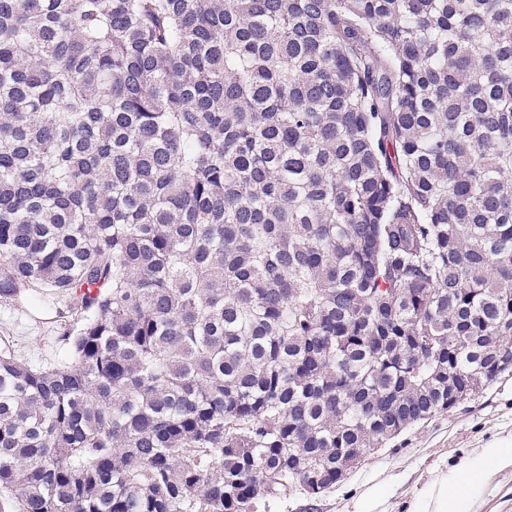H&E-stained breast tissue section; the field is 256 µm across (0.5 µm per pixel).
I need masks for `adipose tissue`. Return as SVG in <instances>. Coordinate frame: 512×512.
Returning a JSON list of instances; mask_svg holds the SVG:
<instances>
[{
	"label": "adipose tissue",
	"mask_w": 512,
	"mask_h": 512,
	"mask_svg": "<svg viewBox=\"0 0 512 512\" xmlns=\"http://www.w3.org/2000/svg\"><path fill=\"white\" fill-rule=\"evenodd\" d=\"M512 469V438H495L465 453L432 479L408 503L405 512H478L492 478Z\"/></svg>",
	"instance_id": "obj_1"
}]
</instances>
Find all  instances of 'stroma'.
Returning a JSON list of instances; mask_svg holds the SVG:
<instances>
[{
  "label": "stroma",
  "instance_id": "stroma-1",
  "mask_svg": "<svg viewBox=\"0 0 512 512\" xmlns=\"http://www.w3.org/2000/svg\"><path fill=\"white\" fill-rule=\"evenodd\" d=\"M54 322L30 309L0 306V338L35 365L56 363L64 345L54 343ZM512 435V375H502L452 411L419 422L391 447L369 450L359 468L318 500L293 496L272 502L268 512H353L367 482L383 485L393 501L411 500L435 467L452 464L465 451L494 437Z\"/></svg>",
  "mask_w": 512,
  "mask_h": 512
}]
</instances>
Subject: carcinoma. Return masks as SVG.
Returning <instances> with one entry per match:
<instances>
[{
    "mask_svg": "<svg viewBox=\"0 0 512 512\" xmlns=\"http://www.w3.org/2000/svg\"><path fill=\"white\" fill-rule=\"evenodd\" d=\"M0 512H260L512 363V0H0ZM48 315L35 313L30 309L0 306V337L9 341L10 346L22 359L35 365L54 364L63 355L65 346L54 343L52 337L59 336L54 320L55 308Z\"/></svg>",
    "mask_w": 512,
    "mask_h": 512,
    "instance_id": "1",
    "label": "carcinoma"
}]
</instances>
